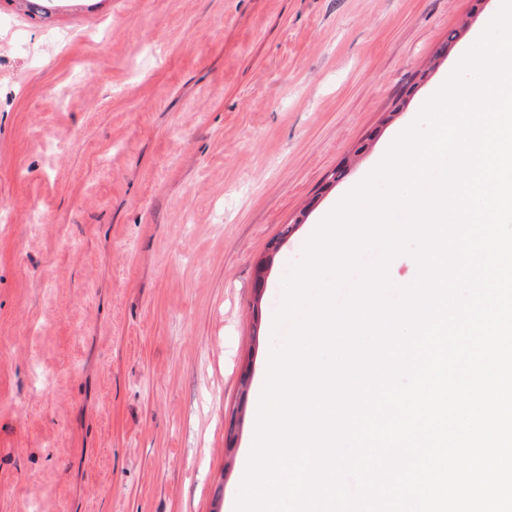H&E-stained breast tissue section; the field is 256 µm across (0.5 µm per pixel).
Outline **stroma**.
I'll return each instance as SVG.
<instances>
[{"mask_svg": "<svg viewBox=\"0 0 512 512\" xmlns=\"http://www.w3.org/2000/svg\"><path fill=\"white\" fill-rule=\"evenodd\" d=\"M497 5L0 0V512H233L308 232Z\"/></svg>", "mask_w": 512, "mask_h": 512, "instance_id": "stroma-1", "label": "stroma"}]
</instances>
